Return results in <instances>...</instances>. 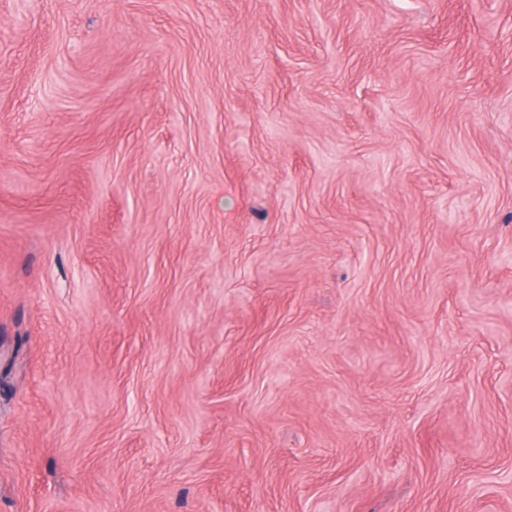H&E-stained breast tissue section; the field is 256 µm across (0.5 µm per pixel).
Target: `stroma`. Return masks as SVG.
I'll return each instance as SVG.
<instances>
[{
  "mask_svg": "<svg viewBox=\"0 0 512 512\" xmlns=\"http://www.w3.org/2000/svg\"><path fill=\"white\" fill-rule=\"evenodd\" d=\"M0 512H512V0H0Z\"/></svg>",
  "mask_w": 512,
  "mask_h": 512,
  "instance_id": "obj_1",
  "label": "stroma"
}]
</instances>
